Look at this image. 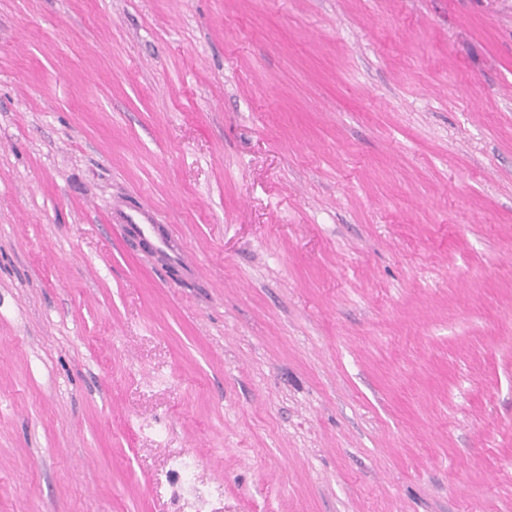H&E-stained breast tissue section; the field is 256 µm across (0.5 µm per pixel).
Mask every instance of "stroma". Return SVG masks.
<instances>
[{"instance_id":"obj_1","label":"stroma","mask_w":512,"mask_h":512,"mask_svg":"<svg viewBox=\"0 0 512 512\" xmlns=\"http://www.w3.org/2000/svg\"><path fill=\"white\" fill-rule=\"evenodd\" d=\"M0 512H512V0H0ZM115 224H122L128 236L146 237L156 234L153 217L147 209H137L132 212L120 211L113 216Z\"/></svg>"}]
</instances>
